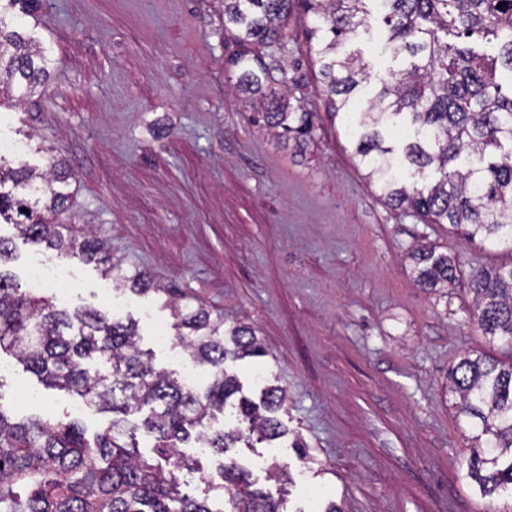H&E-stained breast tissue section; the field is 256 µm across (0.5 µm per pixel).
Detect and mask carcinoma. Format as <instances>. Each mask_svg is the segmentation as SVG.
Here are the masks:
<instances>
[{
	"mask_svg": "<svg viewBox=\"0 0 512 512\" xmlns=\"http://www.w3.org/2000/svg\"><path fill=\"white\" fill-rule=\"evenodd\" d=\"M294 0H224V30L239 43L229 65L236 83L266 91L265 118L272 128L307 137L313 123L299 126L275 85H286L285 68L253 46H285V23ZM310 19V49L319 64L333 112L348 110L370 64L347 52L349 35L378 22L379 41L406 66L380 81L364 112L354 113L353 158L368 169L384 201L434 224L462 229L473 241L512 248V90L502 92L499 71L512 73V0H301ZM40 0H0V91L16 87L19 97L37 93L52 64L50 54L20 25L1 14L31 16ZM477 37L499 45L496 56L479 54L448 36ZM478 155L480 166L460 164L461 154ZM70 174L62 160L49 158L44 172L0 164V218L15 224L24 242L104 266L114 286L151 291L146 273L112 267L104 241L89 232L64 235L55 216L67 200ZM415 281L423 288L448 286L457 265L434 247L408 252ZM475 316L489 342L504 339L512 353V265L471 272ZM175 337L194 361L211 373L197 392L155 368L141 349L136 324L111 320L91 309L59 310L51 298L21 290L0 269V355L13 357L47 387L81 397L112 420L86 436L73 421L22 418L0 403V512H308L287 508L255 487L235 448L256 450L288 436L277 413L283 388L268 384L259 401L242 392L230 365L268 352L254 330L224 328V315L202 307L170 304ZM97 362L99 369L90 367ZM457 394L456 417L474 421L466 477L482 494L512 495V356L502 361L468 352L448 372ZM149 408L140 421L129 417ZM224 414L228 426L213 430L209 420ZM155 439L156 456L138 449L137 433ZM194 443L218 458L208 490L223 492L224 508L209 507L182 491L181 473L199 469L182 451ZM268 478L291 483L288 464L267 465Z\"/></svg>",
	"mask_w": 512,
	"mask_h": 512,
	"instance_id": "1",
	"label": "carcinoma"
}]
</instances>
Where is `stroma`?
<instances>
[{"instance_id":"stroma-1","label":"stroma","mask_w":512,"mask_h":512,"mask_svg":"<svg viewBox=\"0 0 512 512\" xmlns=\"http://www.w3.org/2000/svg\"><path fill=\"white\" fill-rule=\"evenodd\" d=\"M303 18L294 6L283 60L289 112L312 116L306 141L271 135L262 98L236 89L224 0H42L23 24L54 64L38 93L0 109V138L27 147L5 162L62 158L71 177L60 222L76 235L93 229L114 266L149 271L157 289H116L95 263L23 243L1 220L15 246L8 268L23 284L35 262L65 267L59 307L136 322L155 366L178 378L191 360L172 337L169 300L252 327L270 354L234 370L247 395L254 370L280 378L289 439L265 455L290 463L293 501L512 512V497L482 495L467 479L471 430L445 388L465 353L505 352L479 329L467 283L474 268L512 263V251L380 198L352 156L345 114L327 108ZM349 46L374 62L352 106L361 112L402 62L361 32ZM428 243L460 268L447 292L414 279L407 253ZM25 390L37 397L26 414L66 415L90 434L108 421L22 367L0 375L4 404ZM296 437L314 465L298 459Z\"/></svg>"}]
</instances>
